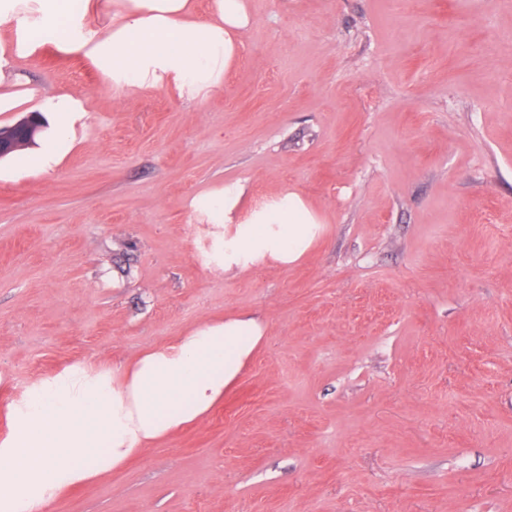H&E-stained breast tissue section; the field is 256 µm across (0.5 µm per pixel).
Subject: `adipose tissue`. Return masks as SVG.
I'll list each match as a JSON object with an SVG mask.
<instances>
[{"label":"adipose tissue","instance_id":"ef3b65f1","mask_svg":"<svg viewBox=\"0 0 512 512\" xmlns=\"http://www.w3.org/2000/svg\"><path fill=\"white\" fill-rule=\"evenodd\" d=\"M96 0H0V113L56 116L61 137L84 112L81 90L46 95L17 66L43 35L57 49L91 59L105 87L134 94L175 88L191 98L220 87L249 27L246 0H112V20L95 22ZM319 221L295 193L238 225L225 267L299 261ZM262 322L229 317L138 354L121 369L67 365L28 385L8 404L0 437V512H44L67 489L122 469L144 448L205 417L252 360Z\"/></svg>","mask_w":512,"mask_h":512}]
</instances>
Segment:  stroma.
Returning <instances> with one entry per match:
<instances>
[{
  "instance_id": "35a3bbf8",
  "label": "stroma",
  "mask_w": 512,
  "mask_h": 512,
  "mask_svg": "<svg viewBox=\"0 0 512 512\" xmlns=\"http://www.w3.org/2000/svg\"><path fill=\"white\" fill-rule=\"evenodd\" d=\"M223 85L105 90L60 165L0 168V434L31 382L117 369L204 323L266 339L209 415L47 512H512V0H249ZM301 195L297 263L224 270ZM241 197L242 191L239 188L224 187L223 191L207 195L201 201L217 209L224 219V224H233V215L239 206ZM318 218L296 193L252 214L238 225L234 239L224 244V269L245 270L256 260L271 258L283 264L299 261L316 239Z\"/></svg>"
}]
</instances>
